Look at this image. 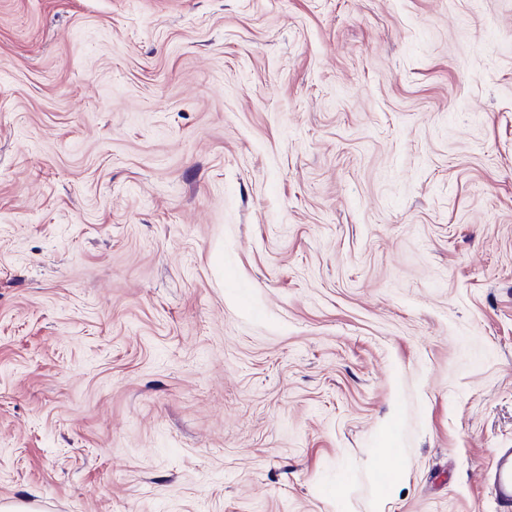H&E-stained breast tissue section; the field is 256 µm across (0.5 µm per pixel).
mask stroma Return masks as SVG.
I'll list each match as a JSON object with an SVG mask.
<instances>
[{
  "mask_svg": "<svg viewBox=\"0 0 512 512\" xmlns=\"http://www.w3.org/2000/svg\"><path fill=\"white\" fill-rule=\"evenodd\" d=\"M497 512L512 0H0V503ZM395 448H381L378 449V468L383 470V478L392 476L391 481L388 484H382L379 488V504L390 494L398 483V479L406 467L405 461L395 451ZM390 472V473H389Z\"/></svg>",
  "mask_w": 512,
  "mask_h": 512,
  "instance_id": "1",
  "label": "stroma"
}]
</instances>
